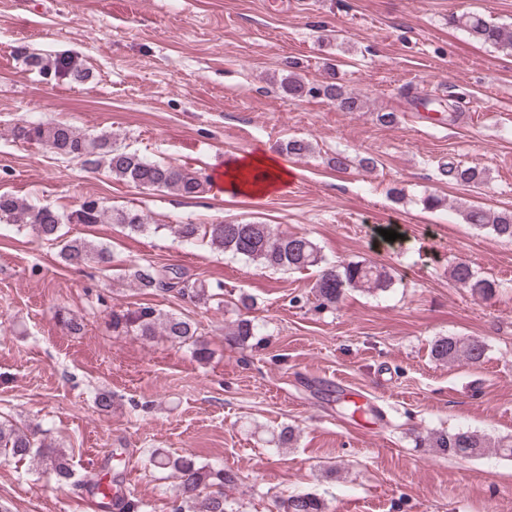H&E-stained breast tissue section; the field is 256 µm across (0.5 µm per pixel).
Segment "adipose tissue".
I'll return each mask as SVG.
<instances>
[{"mask_svg":"<svg viewBox=\"0 0 512 512\" xmlns=\"http://www.w3.org/2000/svg\"><path fill=\"white\" fill-rule=\"evenodd\" d=\"M290 176L287 164L279 156L263 152L226 166L223 180L226 186L257 196L286 184Z\"/></svg>","mask_w":512,"mask_h":512,"instance_id":"obj_1","label":"adipose tissue"}]
</instances>
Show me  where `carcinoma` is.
Returning a JSON list of instances; mask_svg holds the SVG:
<instances>
[{
  "label": "carcinoma",
  "instance_id": "cac0c4a2",
  "mask_svg": "<svg viewBox=\"0 0 512 512\" xmlns=\"http://www.w3.org/2000/svg\"><path fill=\"white\" fill-rule=\"evenodd\" d=\"M450 22L463 28L473 39L484 45L512 54V27L499 25L486 15L466 12ZM28 67L41 75L65 79L82 85L90 77L89 70L79 57L72 54L42 55L22 49ZM282 92L290 98L321 95L336 104L342 112H359L361 97L337 81L336 73L319 86L306 84L293 72L280 80ZM13 141L37 146L47 152L79 161L93 169L103 168L112 177L139 188L172 191L182 197H194L204 191L206 181L195 172L171 163L149 160L135 151L122 148L107 134L91 135L65 122L19 120L9 129ZM281 150L300 157L311 151L303 139H291ZM448 178L458 185L479 188L487 180L486 170L476 165L450 164ZM464 223L477 229H487L496 237L512 241V212H498L481 205H469L461 211ZM0 222L31 228L46 244L57 248L61 261L73 267L87 264H106L111 260L108 248L82 237L69 238L62 233L65 224H121L135 233L150 228L147 217L133 209H108L93 198L84 200L78 208L64 212L51 205H36L9 194H0ZM173 233L189 244L206 245L213 250L257 263L273 270H305L319 268L312 292L319 306H337L349 289L368 293L385 292L394 284L393 275L383 266L367 260L329 263L320 247L308 236L276 233L269 224H176ZM450 276L471 294L492 297L499 284L480 276L466 261L456 262ZM138 288L174 292L197 304L211 301L224 304V284L191 280L172 268L158 269L152 265L139 266L129 274ZM109 324L118 334L139 336L144 340L162 337L175 344L188 345L200 362L210 356L207 343L201 340L198 324L187 316L164 313L152 306L134 310L110 311ZM259 335L258 325L249 318H238L224 326V341L241 349ZM431 356L449 364L469 367L483 363L486 345L476 338L439 336L433 340ZM39 431L19 427L0 420V456L17 461L30 460L67 480L72 475L70 454L54 443L38 438ZM419 448H434L438 452L459 458H479L490 452L512 458V440L490 441L470 430L455 432L429 431L416 436ZM157 471H167L178 482V491L170 502V512H240L236 502L228 500L224 488L236 484V476L224 466L203 464L193 456H173L154 450L148 458ZM87 491L101 501L102 508L116 507L121 512H144L146 504L123 494L112 495V482L94 474L85 480ZM282 512H326L324 501L311 493H295L282 500Z\"/></svg>",
  "mask_w": 512,
  "mask_h": 512
}]
</instances>
